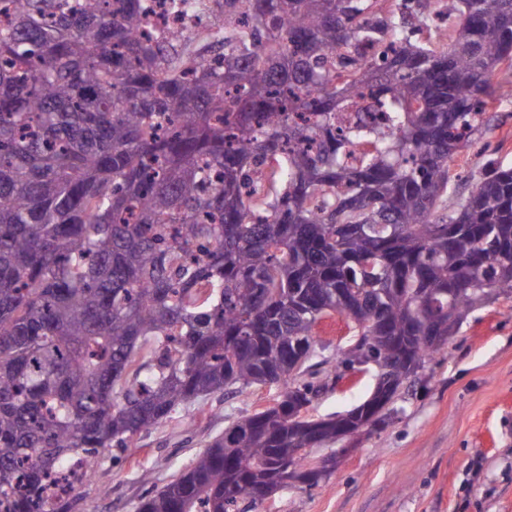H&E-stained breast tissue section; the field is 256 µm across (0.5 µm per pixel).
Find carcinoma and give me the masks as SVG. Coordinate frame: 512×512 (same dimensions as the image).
<instances>
[{
  "label": "carcinoma",
  "instance_id": "cac0c4a2",
  "mask_svg": "<svg viewBox=\"0 0 512 512\" xmlns=\"http://www.w3.org/2000/svg\"><path fill=\"white\" fill-rule=\"evenodd\" d=\"M0 28V512L55 495L178 408L281 388L137 512H248L319 484L303 448L371 431L294 410L314 330L360 322L377 359L428 363L512 295V167L449 163L512 66V0H224L218 66L147 38L148 0H11Z\"/></svg>",
  "mask_w": 512,
  "mask_h": 512
}]
</instances>
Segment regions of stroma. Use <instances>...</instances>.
<instances>
[{
  "label": "stroma",
  "instance_id": "1",
  "mask_svg": "<svg viewBox=\"0 0 512 512\" xmlns=\"http://www.w3.org/2000/svg\"><path fill=\"white\" fill-rule=\"evenodd\" d=\"M491 113L495 128L469 152L468 166L489 158L512 166V138L503 137L512 131V97ZM374 384L370 374L343 378L314 401L315 416L352 409ZM279 394L275 386L215 394L144 433L135 455L110 449L84 489L86 512H136L212 436ZM398 406L383 429L349 442L319 486L285 488L254 512H512V298L470 312Z\"/></svg>",
  "mask_w": 512,
  "mask_h": 512
}]
</instances>
